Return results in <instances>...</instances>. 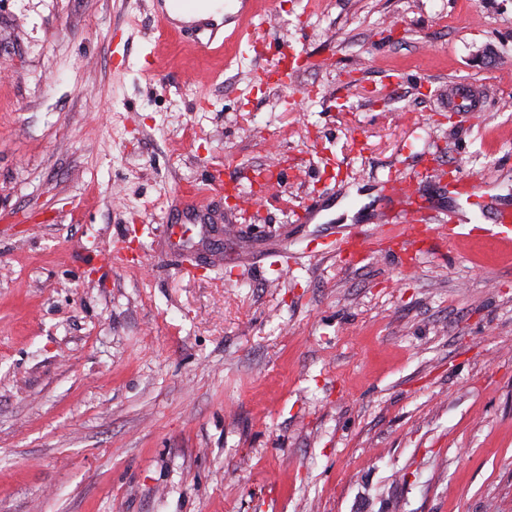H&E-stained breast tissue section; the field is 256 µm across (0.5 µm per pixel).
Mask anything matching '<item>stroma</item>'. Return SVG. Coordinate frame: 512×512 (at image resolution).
Segmentation results:
<instances>
[{"instance_id":"35a3bbf8","label":"stroma","mask_w":512,"mask_h":512,"mask_svg":"<svg viewBox=\"0 0 512 512\" xmlns=\"http://www.w3.org/2000/svg\"><path fill=\"white\" fill-rule=\"evenodd\" d=\"M158 12L0 0V512H512V254L328 244L378 236L397 171L442 172L409 204L446 224L512 207V0H254L206 55ZM217 168L247 211L211 197L165 244Z\"/></svg>"}]
</instances>
